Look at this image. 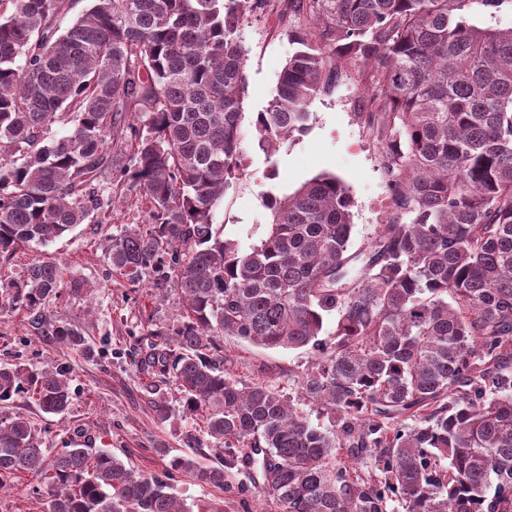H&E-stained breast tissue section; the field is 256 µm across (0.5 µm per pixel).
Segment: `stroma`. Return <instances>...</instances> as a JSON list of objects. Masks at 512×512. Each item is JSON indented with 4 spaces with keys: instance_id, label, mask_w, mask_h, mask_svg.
I'll return each instance as SVG.
<instances>
[{
    "instance_id": "1",
    "label": "stroma",
    "mask_w": 512,
    "mask_h": 512,
    "mask_svg": "<svg viewBox=\"0 0 512 512\" xmlns=\"http://www.w3.org/2000/svg\"><path fill=\"white\" fill-rule=\"evenodd\" d=\"M286 27L285 21L270 12L251 14L242 24L241 38L247 49L241 122L243 175L217 204L215 220L224 225L227 237L248 249L264 236L270 222L264 195L281 197L317 175L333 174L353 198L351 243L357 250L367 246L385 223L391 199L379 166L378 146L360 115L354 70H347L329 94L314 100L305 133L272 154L259 143L256 115L268 106L278 75L294 51ZM148 220L146 203L131 194L117 202L111 223L81 224L52 245H35L0 258L1 277L47 253L60 258L65 281L80 284L81 290L52 304L51 318L77 325L90 348L86 354L63 348L25 313L0 311V365H61L70 372L73 393L65 416L43 413L22 397L1 407L0 418L28 415L47 455L74 441L110 450L142 474L161 476L169 474L171 457L185 454L183 437L193 421L183 409V397L175 384L153 385L139 373L130 352L146 342L151 329L176 322L181 302L173 291L130 286L110 270L103 249L105 238L119 233L124 225ZM224 357L226 367L244 383L269 381L287 389L296 388L311 360L304 349H266L234 336L224 339ZM157 396L169 407L162 419L149 405L150 398ZM171 476L173 493L191 512L210 503L218 512H284L282 504L256 488L243 470L225 473L220 490L200 486L185 474Z\"/></svg>"
}]
</instances>
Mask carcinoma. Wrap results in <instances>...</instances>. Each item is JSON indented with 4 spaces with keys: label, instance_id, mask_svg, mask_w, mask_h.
I'll return each instance as SVG.
<instances>
[{
    "label": "carcinoma",
    "instance_id": "obj_1",
    "mask_svg": "<svg viewBox=\"0 0 512 512\" xmlns=\"http://www.w3.org/2000/svg\"><path fill=\"white\" fill-rule=\"evenodd\" d=\"M512 0H90L62 30L65 0H0V254L112 223L139 190L149 222L107 238L112 271L180 292L173 326L149 331L137 367L175 378L202 421L184 436L212 462L170 469L224 488L258 472L286 512H512V27L469 22ZM299 19L259 143L307 129L347 62L361 77L391 212L351 250L352 197L320 175L283 197L249 249L214 208L240 179L244 18ZM70 125L61 138L52 127ZM46 254L0 287V307L74 350L47 321L66 287ZM336 317L333 337H321ZM312 350L302 415L269 381L224 367L221 338ZM64 414L58 366L0 367V406L21 395ZM18 474L48 512H186L167 481L73 444L48 460L33 422L0 419V490Z\"/></svg>",
    "mask_w": 512,
    "mask_h": 512
}]
</instances>
